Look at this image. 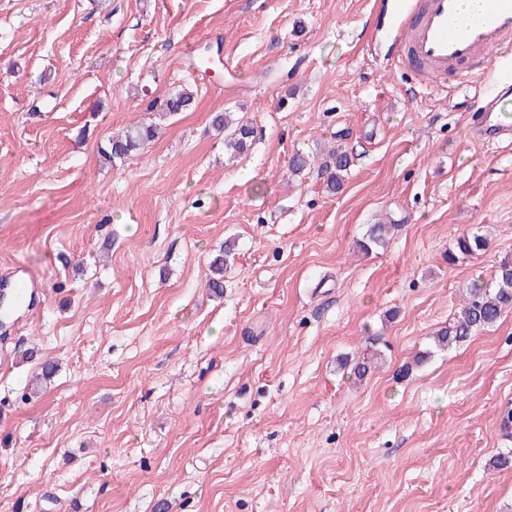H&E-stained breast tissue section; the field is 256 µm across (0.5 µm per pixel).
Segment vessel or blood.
I'll use <instances>...</instances> for the list:
<instances>
[{"label": "vessel or blood", "instance_id": "obj_1", "mask_svg": "<svg viewBox=\"0 0 512 512\" xmlns=\"http://www.w3.org/2000/svg\"><path fill=\"white\" fill-rule=\"evenodd\" d=\"M400 62L414 67L422 83L460 81L497 71L495 92L470 129L481 141L512 139V60L499 49L512 42V0H477L465 14L463 0H401L393 16Z\"/></svg>", "mask_w": 512, "mask_h": 512}]
</instances>
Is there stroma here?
Wrapping results in <instances>:
<instances>
[{
  "label": "stroma",
  "instance_id": "35a3bbf8",
  "mask_svg": "<svg viewBox=\"0 0 512 512\" xmlns=\"http://www.w3.org/2000/svg\"><path fill=\"white\" fill-rule=\"evenodd\" d=\"M393 2L0 0V310L35 284L0 317V512H512V309L433 344L512 257V141L468 132L489 79L397 66ZM225 111L256 129L232 163ZM337 146L338 193L289 174ZM466 232L487 251L449 263ZM194 104L193 92L183 89L171 93L163 102V112L168 115H176L180 112H187L192 109ZM155 134L156 128L152 124L136 123L129 125L120 137L108 141L107 148L101 150V156L112 162L116 158L124 157L144 147L155 137ZM396 228V225L393 224H373L370 226L366 238L360 240L357 246L365 253H369L373 248L384 246L388 236Z\"/></svg>",
  "mask_w": 512,
  "mask_h": 512
}]
</instances>
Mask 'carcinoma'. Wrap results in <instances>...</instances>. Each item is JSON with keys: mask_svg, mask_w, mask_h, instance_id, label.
I'll return each mask as SVG.
<instances>
[{"mask_svg": "<svg viewBox=\"0 0 512 512\" xmlns=\"http://www.w3.org/2000/svg\"><path fill=\"white\" fill-rule=\"evenodd\" d=\"M194 104L193 92L183 89L171 93L163 102V112L176 115L187 112ZM213 126L224 132V147L230 153L241 154L248 149L254 137L252 123L242 118L234 119L230 114H218ZM156 134L153 125L136 123L129 125L122 135L108 141L101 150V156L113 161L144 147ZM351 165L350 155L343 150L329 152L319 165L326 175L325 187L332 193L338 192L344 183V173ZM397 228L395 224H373L366 238L359 241L358 248L366 253L385 245L388 236ZM489 242L484 236L472 233L458 237L456 249L448 253V260L456 262L486 251ZM212 276L207 280V288L215 294L224 292V255H216L210 262ZM512 308V260H501L493 271L491 280L485 285L474 284L463 299L460 311L448 326L437 331L435 345L447 348L467 341L472 335L498 322L505 310Z\"/></svg>", "mask_w": 512, "mask_h": 512, "instance_id": "carcinoma-1", "label": "carcinoma"}]
</instances>
